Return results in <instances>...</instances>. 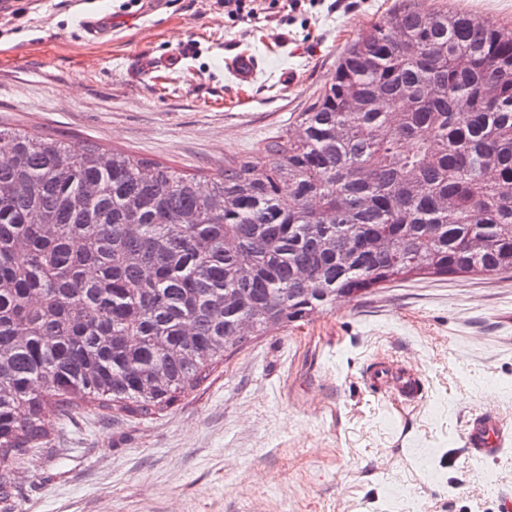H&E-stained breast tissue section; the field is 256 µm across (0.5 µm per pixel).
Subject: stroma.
I'll list each match as a JSON object with an SVG mask.
<instances>
[{
    "mask_svg": "<svg viewBox=\"0 0 512 512\" xmlns=\"http://www.w3.org/2000/svg\"><path fill=\"white\" fill-rule=\"evenodd\" d=\"M399 0H335L238 23L218 0H15L0 15V123L212 175L293 128L348 46ZM512 27V0H411ZM110 21L88 40L82 18ZM173 68L145 71L144 58ZM258 60L239 85L224 66ZM417 371V398L372 386L375 360ZM512 432V274L421 275L231 352L141 417L85 405L11 466V512H500L512 444L474 458L473 414ZM227 68L233 76L242 83H248L254 80L258 62L250 53L241 52L226 61Z\"/></svg>",
    "mask_w": 512,
    "mask_h": 512,
    "instance_id": "stroma-1",
    "label": "stroma"
}]
</instances>
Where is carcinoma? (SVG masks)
<instances>
[{
	"instance_id": "1",
	"label": "carcinoma",
	"mask_w": 512,
	"mask_h": 512,
	"mask_svg": "<svg viewBox=\"0 0 512 512\" xmlns=\"http://www.w3.org/2000/svg\"><path fill=\"white\" fill-rule=\"evenodd\" d=\"M510 71L512 30L401 6L351 44L297 132L204 185L1 125L4 512L8 463L50 417L171 406L250 342L226 340L243 319L267 336L338 295L512 272Z\"/></svg>"
}]
</instances>
